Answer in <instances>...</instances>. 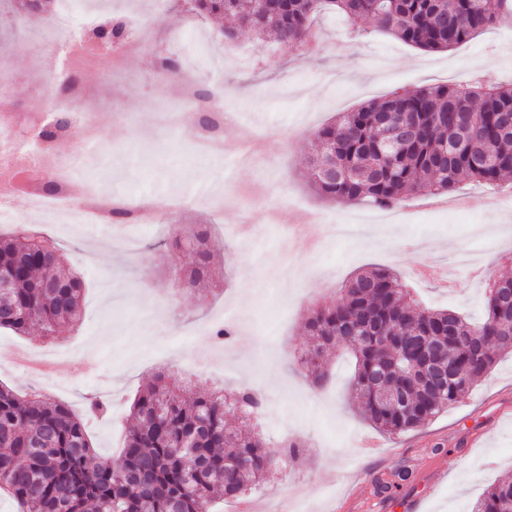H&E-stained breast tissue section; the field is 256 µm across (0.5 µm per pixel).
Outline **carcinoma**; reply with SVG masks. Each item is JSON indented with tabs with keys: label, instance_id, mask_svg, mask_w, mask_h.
I'll list each match as a JSON object with an SVG mask.
<instances>
[{
	"label": "carcinoma",
	"instance_id": "cac0c4a2",
	"mask_svg": "<svg viewBox=\"0 0 512 512\" xmlns=\"http://www.w3.org/2000/svg\"><path fill=\"white\" fill-rule=\"evenodd\" d=\"M323 11L343 14L355 36L362 32L360 22L373 19L380 30L426 51L449 50L512 22V0H189L194 17H229L290 48L307 43ZM127 33L125 23L114 20L94 29L88 40L122 42ZM388 122L410 128L411 136L385 159L378 139ZM315 137L309 181L332 201L368 198L385 208L426 188L448 192L463 180L500 187L512 180V86L477 82L395 91L343 113ZM167 245L176 252L190 246L194 262L183 270L184 282L198 289L213 260L207 231L176 230ZM0 275L11 280L0 292L8 309L0 329L24 334L37 324L49 337L79 321L82 277L65 270L57 248L30 228L0 237ZM308 333L300 357L306 373L320 382L325 353L349 352L354 400L380 432L402 434L461 402L500 356L512 354V279L488 293L483 317L471 321L420 306L388 270L361 272L337 298L311 312ZM431 360L449 365L453 379L432 383ZM379 378L387 391L405 393L404 404L383 402ZM190 387L162 371L138 392L122 463L115 467L97 454L83 418L69 405L0 384V492L18 512H87L90 506L96 512H211L213 501L236 499L261 485L275 461L290 466L301 459L306 444L298 440L286 442L278 455L268 450L252 422L250 392L216 388L194 395ZM231 410L243 421L234 432L225 422ZM184 444L192 457L182 451ZM227 447L233 449L228 455ZM411 478L408 470L397 472L379 490L387 493ZM471 512H512V479L490 485Z\"/></svg>",
	"mask_w": 512,
	"mask_h": 512
}]
</instances>
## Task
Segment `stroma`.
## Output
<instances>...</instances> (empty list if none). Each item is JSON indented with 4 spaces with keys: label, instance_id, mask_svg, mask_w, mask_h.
Wrapping results in <instances>:
<instances>
[{
    "label": "stroma",
    "instance_id": "stroma-1",
    "mask_svg": "<svg viewBox=\"0 0 512 512\" xmlns=\"http://www.w3.org/2000/svg\"><path fill=\"white\" fill-rule=\"evenodd\" d=\"M26 0H11L0 15V48L11 65L0 106L23 110L51 89L43 72L78 76L83 98L103 130L88 146L80 133L58 138L55 157L90 153L86 176L68 188L83 192L85 177L104 180L106 199L151 198L160 205L153 223L122 230L59 225L41 230L61 249L65 264L81 272L88 288L80 325L56 343L38 328L17 334L0 329V382L14 391H37L84 411L97 398L106 413L89 421L99 455L119 461V443L136 391L158 368L184 378L196 367V390L217 384L240 389L259 385L272 396L259 426L270 447L286 436L306 443L304 461L273 470L249 500L274 512H468L485 488L512 476V356L502 358L468 398L429 424L398 436L374 429L349 398V367L331 356V380L316 387L298 363L309 341L306 319L354 272L389 268L405 279L414 297L471 317L482 313L491 279L512 276V253L487 229L507 222L492 187L464 181L457 196L465 211L436 206L424 190L400 205L402 221L378 223L375 234L340 235L316 250L300 235L313 214L344 224L375 217L368 200L353 204L323 199L311 187L308 160L314 133L332 117L388 93L429 85L487 80L512 83V24L502 23L448 51L410 46L365 21V35L351 39L336 14L315 26L312 48L292 50L238 29L218 42L224 19L189 17L184 0H82L98 13L138 16L148 39L117 51L103 64L86 63L65 42L46 44L18 33L11 19L26 18ZM197 49L195 90L223 89V109L234 117L225 142L251 144L254 159L236 164L204 159L188 137L157 125L152 103L173 93L171 79L158 72L161 57H185ZM208 224L215 251L207 290L188 293L173 277L175 266L193 257L159 247L171 227L193 230ZM237 314L235 339L213 355L199 350L187 328L214 322L225 309ZM407 469L412 482L382 494L377 482Z\"/></svg>",
    "mask_w": 512,
    "mask_h": 512
}]
</instances>
